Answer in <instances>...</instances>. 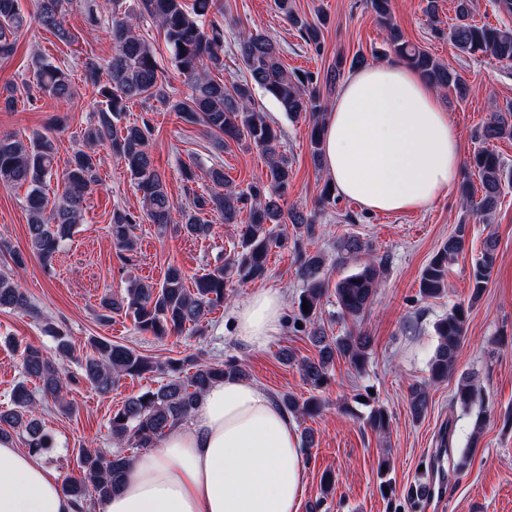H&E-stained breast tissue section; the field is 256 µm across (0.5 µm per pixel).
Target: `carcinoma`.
Returning <instances> with one entry per match:
<instances>
[{
  "instance_id": "cac0c4a2",
  "label": "carcinoma",
  "mask_w": 512,
  "mask_h": 512,
  "mask_svg": "<svg viewBox=\"0 0 512 512\" xmlns=\"http://www.w3.org/2000/svg\"><path fill=\"white\" fill-rule=\"evenodd\" d=\"M36 2L34 16L27 17L21 13L18 0H0V59L14 55L17 34L32 22L52 32L61 42L72 41L66 22L72 0ZM216 2L193 0L188 7L184 0H136V5L128 6L126 0H112L109 26L112 56L104 65L89 56L83 61L84 82L101 99V107L96 111L95 123L84 132L87 148L74 151L62 172V190L51 188V178L55 175V137L51 133L56 128L35 132L26 141L10 135L0 136V185L28 187L29 215L28 253H10L12 267L0 272V309L33 310L28 296L14 280V274L26 268L29 255L39 259L44 267H50L62 244L72 236L81 221L86 197L99 184L98 146L107 147L124 163L131 184L142 193L144 220L162 232L172 226L188 236L207 237L212 225L202 221L200 214L218 212L225 223L233 224L242 212L248 213L240 250L226 265L198 277L192 289L186 287L185 273L177 265L167 267L160 283L134 280L125 297L100 299V321L109 322L112 313L123 310L133 317L139 332L155 337L168 336L189 326L199 327L205 315L223 305L229 275H235L242 283L267 277L268 252L272 246L283 242L275 229L283 219L280 201L288 193L293 171L288 159L278 151L280 131L256 106L255 90L259 88L271 95L288 118L308 122L311 155L317 165L321 164L322 154L324 94L314 74L288 72L276 40L257 28L238 33L247 77L228 86L213 77V72L224 70V13L216 9ZM454 2L455 22L448 29L451 46L462 56L490 57L511 68L512 29L476 23L474 0ZM275 3L305 43L315 52H321V27L299 15L292 0H275ZM371 6L387 30L389 48L399 59L432 87L446 89L460 99L466 98L469 87L464 77L425 49L406 41L399 28L391 23L390 0H371ZM148 22L156 24L171 48L174 66L189 89L182 98L168 93L156 54L139 33V28ZM31 73L39 91L56 99L72 98L68 70L37 55L33 57ZM152 100L167 105L187 123L203 125L219 149L224 147L226 138L254 146L266 158L265 178L237 192L226 188L228 179L224 166L214 165L207 170L209 190L198 193L190 187L197 183L196 166L185 165L181 176L190 207L175 210L166 179L156 167L151 151V124L144 118L121 124L129 105L138 102L147 106ZM502 138H512V103L495 109L490 120L481 127L477 134L478 147L471 161L478 183L467 179L463 184L462 198L466 205L485 221L497 210L504 182H512V170L498 154L485 147L487 142ZM288 218L295 231L296 273L303 282L295 322L311 325L309 336L317 351L314 357L300 362V370L305 384L318 391L327 386L329 370L339 358L356 371H362L370 358L371 340L361 331L331 336L325 326L318 323V307L328 290L326 257L321 252H308V244L317 230L312 220L294 209L288 211ZM137 223L139 216L124 209L112 210L109 234L117 255L126 265L135 261L133 228ZM468 232L467 221H461L422 269L421 298H437L443 294L448 266L463 251ZM363 251L364 244L355 236L339 240L338 252L346 260ZM496 260L497 240L489 235L472 266V300L479 299L487 288ZM383 271V261H369L360 270L336 282L334 295L343 319L355 323L363 318ZM305 305L308 306L306 312L303 311ZM469 309L470 306L457 303L434 323L437 344L428 363L429 376L426 381L413 385L409 394V409L417 421L428 413L429 388L446 381L455 368L466 335ZM45 332L55 339L60 358H75L74 345L67 336L51 325L46 326ZM90 349L91 354L85 356L81 370L87 383L102 395L112 392L116 381L122 377L170 373L166 383L129 398L109 419L112 437L133 448L154 447L167 428L191 415L203 393L214 383L226 376L244 378L248 375L244 363L236 359L209 362L186 356L160 363L104 338L90 340ZM20 359L24 377L38 381L41 397H36L26 382H18L12 391L10 406L0 410V436H9L14 430L24 438L29 453L43 456L53 448V438L39 418V403L51 400L58 404L60 411L71 412L72 407L61 398L68 377L62 365L49 359L39 347L25 346ZM186 369L192 374L183 380L181 373ZM480 400L482 394L477 384L464 377L457 383L451 404L469 409ZM278 402L297 418L313 417L322 409L320 398L313 394L300 399L284 393L278 397ZM367 424L379 433L386 431L389 428L387 412L381 407L371 409ZM78 463L83 477L65 478L62 488L82 510L89 500L103 502L119 491L133 459L120 452L104 456L83 448L78 454Z\"/></svg>"
}]
</instances>
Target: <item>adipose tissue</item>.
<instances>
[{
    "label": "adipose tissue",
    "instance_id": "ef3b65f1",
    "mask_svg": "<svg viewBox=\"0 0 512 512\" xmlns=\"http://www.w3.org/2000/svg\"><path fill=\"white\" fill-rule=\"evenodd\" d=\"M459 135L436 90L392 61L351 74L323 132L322 165L338 191L393 213L431 204L458 182ZM284 299L249 295L233 311L236 338L266 347L282 327ZM295 421L257 384L212 385L190 418L134 461L102 512H300L306 474ZM0 512H76L57 474L0 438Z\"/></svg>",
    "mask_w": 512,
    "mask_h": 512
}]
</instances>
